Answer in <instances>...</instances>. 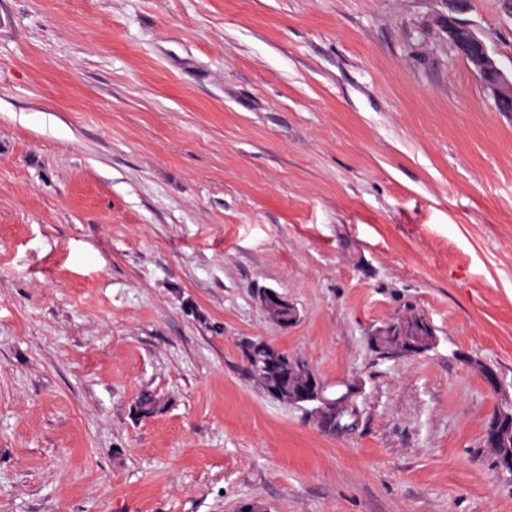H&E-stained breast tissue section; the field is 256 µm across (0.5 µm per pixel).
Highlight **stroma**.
I'll return each instance as SVG.
<instances>
[{
  "label": "stroma",
  "instance_id": "1",
  "mask_svg": "<svg viewBox=\"0 0 512 512\" xmlns=\"http://www.w3.org/2000/svg\"><path fill=\"white\" fill-rule=\"evenodd\" d=\"M447 16L0 0V512H512L472 366L512 393V112ZM464 17L512 65L502 0ZM406 312L435 348L381 358ZM247 336L353 385L355 429L245 381Z\"/></svg>",
  "mask_w": 512,
  "mask_h": 512
}]
</instances>
